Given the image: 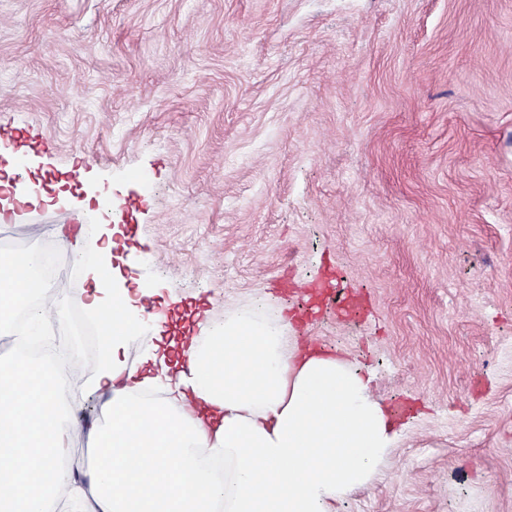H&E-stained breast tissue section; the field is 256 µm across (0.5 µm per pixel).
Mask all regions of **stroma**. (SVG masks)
Listing matches in <instances>:
<instances>
[{"mask_svg":"<svg viewBox=\"0 0 512 512\" xmlns=\"http://www.w3.org/2000/svg\"><path fill=\"white\" fill-rule=\"evenodd\" d=\"M1 68L9 180L80 171L0 223L79 231L44 361L86 362L103 186L150 305L288 316L405 406L335 512H512V0H0ZM325 283L360 315L304 314Z\"/></svg>","mask_w":512,"mask_h":512,"instance_id":"1","label":"stroma"}]
</instances>
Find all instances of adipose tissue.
Masks as SVG:
<instances>
[{
	"label": "adipose tissue",
	"mask_w": 512,
	"mask_h": 512,
	"mask_svg": "<svg viewBox=\"0 0 512 512\" xmlns=\"http://www.w3.org/2000/svg\"><path fill=\"white\" fill-rule=\"evenodd\" d=\"M121 245L106 230L85 303L112 320L103 345L113 356L92 380L104 426L62 416L83 378L76 367L0 355V512H45L62 494L79 512H332L373 476L391 424L369 376L313 337H287L285 321L247 309L225 317L154 376L116 360L142 321L112 274ZM40 257L0 255V316L31 297L37 325L56 321L66 267L42 282ZM77 443L94 457L82 485L64 463Z\"/></svg>",
	"instance_id": "adipose-tissue-1"
}]
</instances>
